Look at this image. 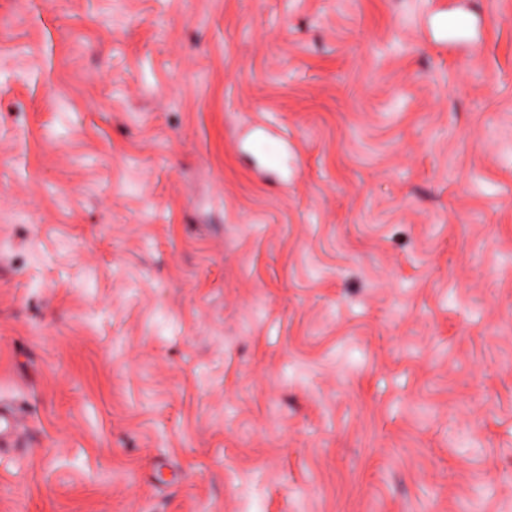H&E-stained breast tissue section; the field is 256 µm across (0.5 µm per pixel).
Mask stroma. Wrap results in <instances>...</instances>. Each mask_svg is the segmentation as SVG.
Returning <instances> with one entry per match:
<instances>
[{
    "instance_id": "obj_1",
    "label": "stroma",
    "mask_w": 512,
    "mask_h": 512,
    "mask_svg": "<svg viewBox=\"0 0 512 512\" xmlns=\"http://www.w3.org/2000/svg\"><path fill=\"white\" fill-rule=\"evenodd\" d=\"M1 406L0 512H512V0H0Z\"/></svg>"
}]
</instances>
